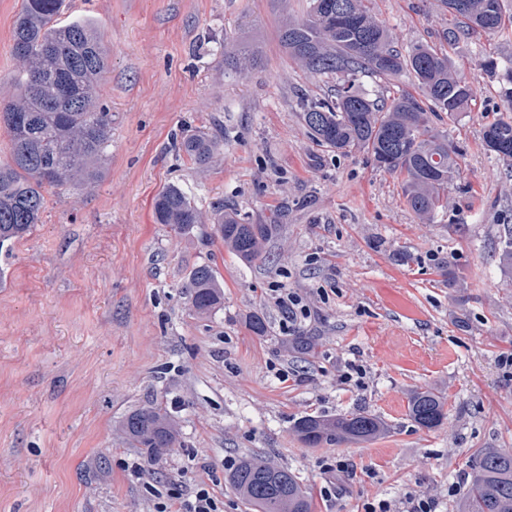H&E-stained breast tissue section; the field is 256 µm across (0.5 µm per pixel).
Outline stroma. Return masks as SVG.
<instances>
[{"instance_id":"35a3bbf8","label":"stroma","mask_w":512,"mask_h":512,"mask_svg":"<svg viewBox=\"0 0 512 512\" xmlns=\"http://www.w3.org/2000/svg\"><path fill=\"white\" fill-rule=\"evenodd\" d=\"M300 0H66L109 51L100 101L112 146L98 182L45 194L40 224L0 262V512H181L203 483L220 512H251L228 483L244 455L295 471L315 512H362L411 497L455 512L485 448H512V281L498 242L512 228V169L485 151L504 110L487 58L512 57V28L453 52L477 92L471 112L435 121L458 150L454 210L418 223L395 176L366 153L330 158L309 139L296 91L322 95L288 58L278 17ZM21 0H0V103L14 99L12 30ZM403 48L445 47L441 0H373ZM256 46L261 66L225 76L224 55ZM223 122L230 138L208 170L175 140ZM199 206L216 199L265 215L287 209L292 249L270 243L244 265L212 228L180 237L155 223L169 184ZM206 262L224 304L194 315L182 286ZM466 283L448 285V272ZM300 293L288 321L273 289ZM268 332H251L252 316ZM309 347L294 349L295 337ZM359 379L343 382L349 365ZM446 397L448 426L407 416L409 395ZM161 403L183 446L153 460L117 443L128 412ZM363 408L387 424L368 442L312 448L291 428L306 415ZM100 492L88 496L87 481Z\"/></svg>"}]
</instances>
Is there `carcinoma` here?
I'll return each instance as SVG.
<instances>
[{
    "mask_svg": "<svg viewBox=\"0 0 512 512\" xmlns=\"http://www.w3.org/2000/svg\"><path fill=\"white\" fill-rule=\"evenodd\" d=\"M64 0H21L12 31V53L19 65L15 100L0 106V127L9 137L11 161L0 164V253L41 222L46 188L87 187L98 181L112 138V113L100 104L109 56L103 37L89 19L60 22ZM343 3L350 20L336 18ZM454 24L448 45L474 35H493L512 24L504 0H442ZM371 0H309L297 17H280L278 39L289 59L309 78L324 85L320 97L298 95L300 119L309 138L334 156L366 153L382 170L401 176L409 209L430 224L456 202L448 185L457 176V153L448 136L432 127L438 112L454 119L471 111L473 86L457 74L452 58L426 44L408 50L380 22ZM259 65L257 54L241 46L224 56V73L245 75ZM484 67L505 84L507 114L482 128L488 151L512 168V61L488 59ZM412 77L418 94L371 98L361 78ZM179 150L200 169L224 155V127L181 137ZM156 223L187 235L214 225L224 247L240 262L262 257L267 245L283 236L284 216L264 221L235 207L213 203L204 209L181 186L163 188L155 197ZM499 263L512 273V230L499 242ZM182 287L190 309L209 316L224 304L223 280L207 262L194 265ZM447 401L432 389L415 391L408 417L417 427L437 429L448 419ZM386 423L364 410L334 416H304L293 432L310 447L367 442L381 436ZM119 440L154 457L183 447L181 421L161 404L128 413L116 428ZM228 480L254 512H313V502L291 470L256 457L243 458ZM456 512H512V451L486 448L477 457Z\"/></svg>",
    "mask_w": 512,
    "mask_h": 512,
    "instance_id": "1",
    "label": "carcinoma"
}]
</instances>
